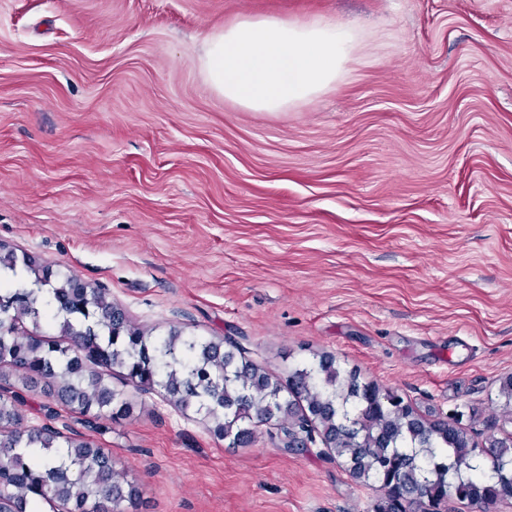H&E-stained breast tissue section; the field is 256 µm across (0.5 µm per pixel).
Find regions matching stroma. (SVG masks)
I'll return each instance as SVG.
<instances>
[{"instance_id":"35a3bbf8","label":"stroma","mask_w":512,"mask_h":512,"mask_svg":"<svg viewBox=\"0 0 512 512\" xmlns=\"http://www.w3.org/2000/svg\"><path fill=\"white\" fill-rule=\"evenodd\" d=\"M355 25L340 82L252 112L199 69L242 16ZM0 244L149 336L222 337L280 380L313 356L512 434V0H0ZM87 431L116 512H376L377 482L278 422L237 445L159 391Z\"/></svg>"}]
</instances>
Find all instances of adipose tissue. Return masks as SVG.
<instances>
[{"instance_id":"1","label":"adipose tissue","mask_w":512,"mask_h":512,"mask_svg":"<svg viewBox=\"0 0 512 512\" xmlns=\"http://www.w3.org/2000/svg\"><path fill=\"white\" fill-rule=\"evenodd\" d=\"M359 40L348 25L246 17L208 36L201 67L225 99L285 112L336 84Z\"/></svg>"}]
</instances>
